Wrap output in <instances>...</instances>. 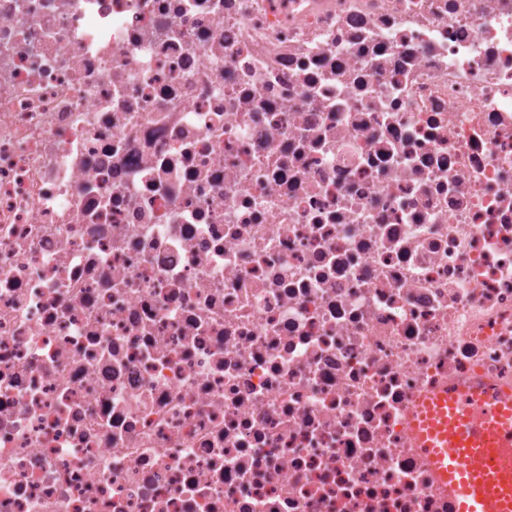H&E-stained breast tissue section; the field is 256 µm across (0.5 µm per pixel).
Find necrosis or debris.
Masks as SVG:
<instances>
[{"label":"necrosis or debris","mask_w":512,"mask_h":512,"mask_svg":"<svg viewBox=\"0 0 512 512\" xmlns=\"http://www.w3.org/2000/svg\"><path fill=\"white\" fill-rule=\"evenodd\" d=\"M474 379L512 0H0V512H455Z\"/></svg>","instance_id":"necrosis-or-debris-1"}]
</instances>
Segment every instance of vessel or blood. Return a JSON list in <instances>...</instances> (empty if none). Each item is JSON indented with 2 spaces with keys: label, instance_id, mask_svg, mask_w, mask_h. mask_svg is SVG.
<instances>
[{
  "label": "vessel or blood",
  "instance_id": "1",
  "mask_svg": "<svg viewBox=\"0 0 512 512\" xmlns=\"http://www.w3.org/2000/svg\"><path fill=\"white\" fill-rule=\"evenodd\" d=\"M410 423L457 512H512V397L491 399L476 384L440 391Z\"/></svg>",
  "mask_w": 512,
  "mask_h": 512
}]
</instances>
